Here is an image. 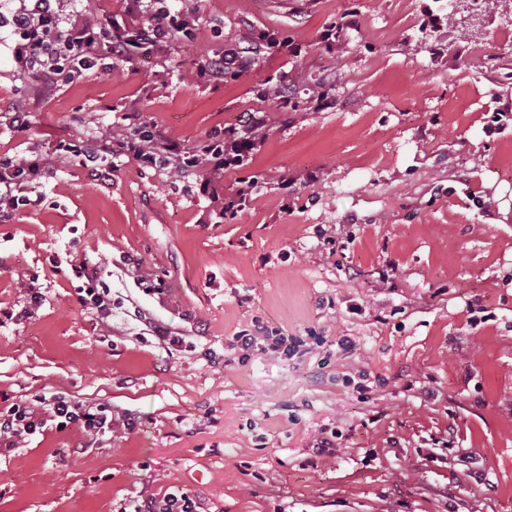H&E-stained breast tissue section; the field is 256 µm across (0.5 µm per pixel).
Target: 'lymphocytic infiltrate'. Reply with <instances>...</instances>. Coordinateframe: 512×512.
Masks as SVG:
<instances>
[{
	"instance_id": "lymphocytic-infiltrate-1",
	"label": "lymphocytic infiltrate",
	"mask_w": 512,
	"mask_h": 512,
	"mask_svg": "<svg viewBox=\"0 0 512 512\" xmlns=\"http://www.w3.org/2000/svg\"><path fill=\"white\" fill-rule=\"evenodd\" d=\"M61 0H18L16 7H6L0 0V28L11 30L8 50L19 73H38L46 82L59 83L86 70L107 71L115 63L137 54L159 55L171 44L174 29L192 30L195 16H172L164 0H137L136 21L102 27L90 19L77 20L64 16ZM262 39L266 49H282L286 40L278 31H266ZM261 48V49H264ZM261 49L238 48L210 59L200 70V78L209 82L223 81L230 71H245L256 66ZM264 123L248 116L239 126L225 130L223 135L202 142L187 150L171 140L155 125L129 123L123 135L110 132L92 134L78 155L83 165L104 179L111 178V169L101 167L102 157H131L146 167H160L175 177L194 179L199 194L208 198L216 215L233 218L243 211L256 192L255 182L240 186L234 194L224 192L225 173L241 168L244 159L252 157L260 146ZM55 154H42L33 159L0 158V220L9 221L13 211L26 200L29 183L41 174L53 171ZM72 271L81 285L79 302L86 309L107 318L112 314L110 290L102 281L96 263L84 260ZM60 425H75L84 432L102 436L111 432L116 420L110 406L85 404L61 395L37 396L28 403L12 405L0 411V448L11 450L17 439L41 431L47 420ZM133 427L131 418L120 420Z\"/></svg>"
}]
</instances>
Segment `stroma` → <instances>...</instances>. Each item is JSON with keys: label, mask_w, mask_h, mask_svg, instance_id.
<instances>
[{"label": "stroma", "mask_w": 512, "mask_h": 512, "mask_svg": "<svg viewBox=\"0 0 512 512\" xmlns=\"http://www.w3.org/2000/svg\"><path fill=\"white\" fill-rule=\"evenodd\" d=\"M169 8L199 22L167 55L48 92L0 53V109L31 112L27 131L0 126V156L121 130L126 113L186 148L247 112L266 134L224 178L228 191L261 188L231 221L163 169L120 157L102 181L73 157L0 222V409L62 394L136 421L101 439L51 423L18 440L0 454V512H132L178 489L206 512H512V130H491L512 110L500 0L461 13L448 0ZM426 11L439 29L421 30ZM336 24V45L319 44ZM267 29L300 55L198 78ZM266 84L292 109L261 99ZM322 86L330 105L317 111ZM84 259L111 290L108 320L77 302L70 265ZM256 320L297 338L295 354L240 362L229 341ZM361 367L386 381L365 398L343 383ZM325 431L336 454L322 458ZM446 440L447 459L430 460Z\"/></svg>", "instance_id": "1"}]
</instances>
